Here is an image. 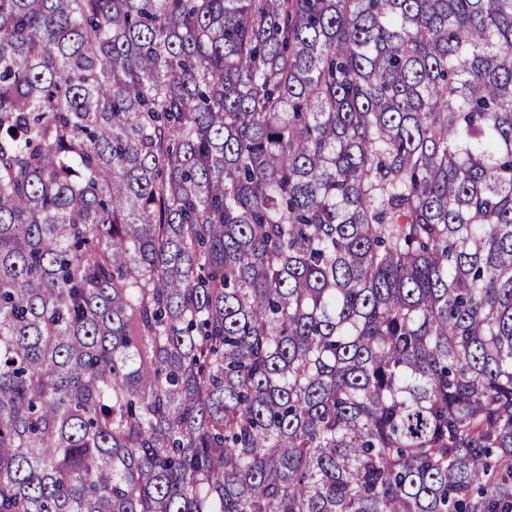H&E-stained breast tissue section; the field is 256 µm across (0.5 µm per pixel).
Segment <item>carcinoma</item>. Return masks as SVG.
Listing matches in <instances>:
<instances>
[{"label":"carcinoma","instance_id":"cac0c4a2","mask_svg":"<svg viewBox=\"0 0 512 512\" xmlns=\"http://www.w3.org/2000/svg\"><path fill=\"white\" fill-rule=\"evenodd\" d=\"M0 512H512V0H0Z\"/></svg>","mask_w":512,"mask_h":512}]
</instances>
